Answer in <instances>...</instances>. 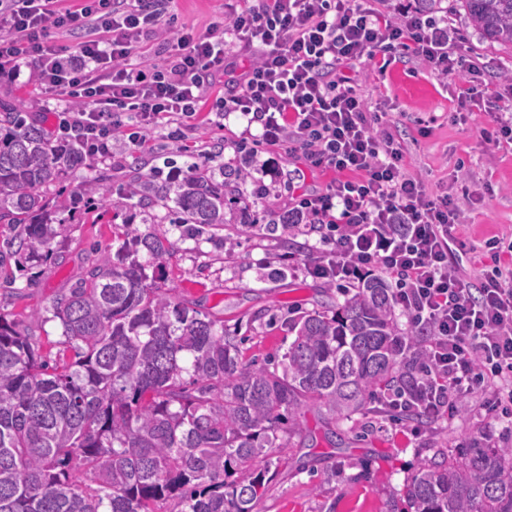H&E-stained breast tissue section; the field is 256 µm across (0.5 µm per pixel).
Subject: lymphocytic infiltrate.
I'll return each instance as SVG.
<instances>
[{
	"label": "lymphocytic infiltrate",
	"mask_w": 512,
	"mask_h": 512,
	"mask_svg": "<svg viewBox=\"0 0 512 512\" xmlns=\"http://www.w3.org/2000/svg\"><path fill=\"white\" fill-rule=\"evenodd\" d=\"M171 3L83 0L71 9L58 0H0V74L29 71L42 89L68 97L70 111L43 112L40 121H53L102 159L130 120L135 149L148 147V132L162 121L172 124V141H184L205 87L226 78L224 114L258 125L268 145L293 142L311 167L333 173L321 192L282 214L289 225L326 230L307 273L353 283L381 273L395 284V307L426 332L428 365L409 405L436 418L480 390L482 410L512 433V243L494 236L474 252V263L487 254L494 261L477 286L451 263L464 209L406 175L387 112L372 109L352 73L380 56H412L437 75L458 77L459 108L493 107L495 143L506 149L512 113L503 102L512 97V75L483 81L464 36L406 0L384 10L357 0H242L222 30L181 28L163 64L132 67L169 25ZM53 28L85 38L66 55L50 38ZM230 42L258 50L242 72L228 59Z\"/></svg>",
	"instance_id": "1"
}]
</instances>
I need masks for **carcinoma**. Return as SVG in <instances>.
Wrapping results in <instances>:
<instances>
[{"instance_id": "carcinoma-1", "label": "carcinoma", "mask_w": 512, "mask_h": 512, "mask_svg": "<svg viewBox=\"0 0 512 512\" xmlns=\"http://www.w3.org/2000/svg\"><path fill=\"white\" fill-rule=\"evenodd\" d=\"M490 42L512 48V0H453ZM0 139V222L23 225L12 253L48 260L58 231L47 191L81 161L22 112ZM180 224L225 223L224 185L187 179ZM56 299L60 344L50 363L20 323L0 314V512H256L268 489L284 416L324 409L348 421L414 377L391 288L370 277L341 293L332 315L293 320L295 339L273 367H245L224 322L203 317L149 280L166 239L136 236ZM149 256L141 263L136 247ZM413 512H512V448L433 457L409 478Z\"/></svg>"}]
</instances>
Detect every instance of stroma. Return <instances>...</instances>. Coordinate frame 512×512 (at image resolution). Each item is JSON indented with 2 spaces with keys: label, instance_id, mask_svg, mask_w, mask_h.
Returning a JSON list of instances; mask_svg holds the SVG:
<instances>
[{
  "label": "stroma",
  "instance_id": "stroma-1",
  "mask_svg": "<svg viewBox=\"0 0 512 512\" xmlns=\"http://www.w3.org/2000/svg\"><path fill=\"white\" fill-rule=\"evenodd\" d=\"M234 6L235 0H174L173 20L160 39L172 42L184 26L209 33ZM447 19L467 37L487 79L512 70V49L483 38L464 11L449 10ZM361 81L370 102L389 112L408 174L428 190L466 204L467 219L455 232L451 255L470 281L479 283L481 268L471 263V248L495 235L512 240V151L495 145L497 126L489 114L457 111L453 80L432 74L414 57L393 61L381 73L364 72ZM223 93V84L217 83L203 96L192 150H178L168 126L161 124L149 134L156 149L140 153L138 171L100 160L73 169L53 201L54 219L63 230L53 243L52 259L23 272L16 256L0 250V286L12 284L11 293L0 290V313L27 328L43 355L54 360L61 349L62 328L51 313L54 300L84 276L97 251L118 250L130 235L168 239L172 248L159 273L161 282L189 307L223 321L244 365L281 361L295 337L289 322L335 306L338 289L303 269L319 233L277 223L288 203L320 190L331 172L309 170L289 144L269 148L259 140L258 129L248 128L239 115L215 118ZM0 102L27 114L57 112L67 104L62 96L41 93L23 76L0 80ZM200 150L208 152L207 160L198 161ZM272 157L278 165L269 171L265 164ZM166 161L180 169L199 163L218 184H235L237 173L245 171L264 182L266 193L243 196L225 207V225L195 234L176 221L172 198L179 183L162 173ZM105 173L112 176L106 200L96 184ZM145 180L162 189L148 207L139 203ZM482 398L474 393L452 416L422 424L370 404L364 413L336 424L343 442L338 449L324 438L320 412L302 411L258 512H407V479L436 452L453 455L490 441L512 448V436L501 434L493 418L481 413Z\"/></svg>",
  "mask_w": 512,
  "mask_h": 512
}]
</instances>
